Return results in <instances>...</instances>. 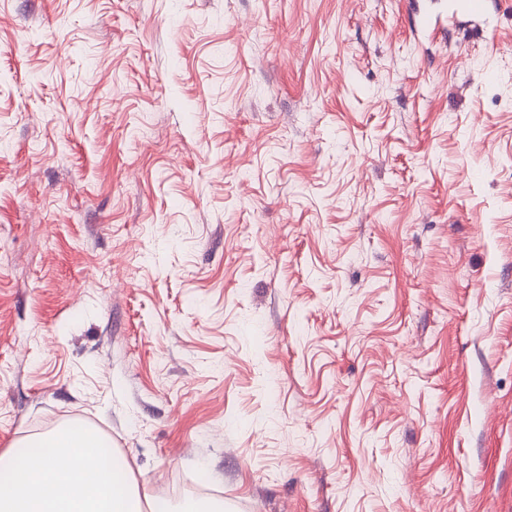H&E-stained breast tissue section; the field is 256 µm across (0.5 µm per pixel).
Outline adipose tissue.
Instances as JSON below:
<instances>
[{"mask_svg":"<svg viewBox=\"0 0 512 512\" xmlns=\"http://www.w3.org/2000/svg\"><path fill=\"white\" fill-rule=\"evenodd\" d=\"M29 445L0 483V512H145L132 472L94 430L66 424Z\"/></svg>","mask_w":512,"mask_h":512,"instance_id":"1","label":"adipose tissue"}]
</instances>
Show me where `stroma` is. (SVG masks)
I'll return each instance as SVG.
<instances>
[{
	"mask_svg": "<svg viewBox=\"0 0 512 512\" xmlns=\"http://www.w3.org/2000/svg\"><path fill=\"white\" fill-rule=\"evenodd\" d=\"M446 3L0 0V456L512 512V0Z\"/></svg>",
	"mask_w": 512,
	"mask_h": 512,
	"instance_id": "stroma-1",
	"label": "stroma"
}]
</instances>
